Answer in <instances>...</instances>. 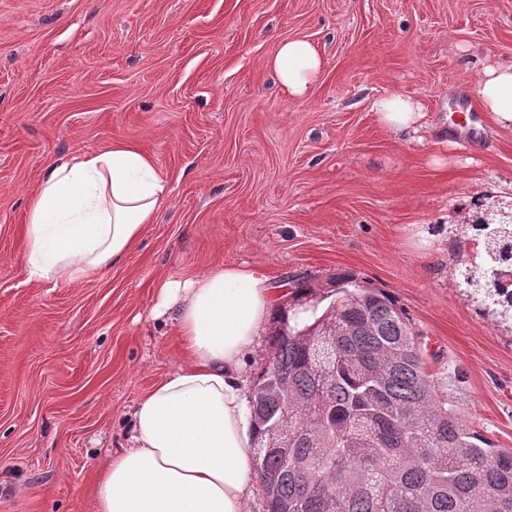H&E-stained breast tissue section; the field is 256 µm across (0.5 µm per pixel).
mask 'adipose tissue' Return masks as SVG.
<instances>
[{"label":"adipose tissue","mask_w":512,"mask_h":512,"mask_svg":"<svg viewBox=\"0 0 512 512\" xmlns=\"http://www.w3.org/2000/svg\"><path fill=\"white\" fill-rule=\"evenodd\" d=\"M265 67L302 99L323 60L310 41L289 38ZM476 91L495 122L512 129V65L486 66ZM371 110L394 133L418 131L425 118L417 101L400 94L374 100ZM169 198L153 157L132 143L49 167L26 205L29 279L75 282L121 264ZM275 302L258 266L217 265L161 285L156 313H173L189 360L138 402L131 445L100 469L92 512H250L255 473L245 373Z\"/></svg>","instance_id":"ef3b65f1"}]
</instances>
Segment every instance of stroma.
Segmentation results:
<instances>
[{"instance_id":"obj_1","label":"stroma","mask_w":512,"mask_h":512,"mask_svg":"<svg viewBox=\"0 0 512 512\" xmlns=\"http://www.w3.org/2000/svg\"><path fill=\"white\" fill-rule=\"evenodd\" d=\"M296 36L324 61L302 100L264 66ZM498 63L512 0H0V512H90L107 450L185 360L160 284L220 264L283 296L340 269L386 290L427 373L512 448V326L468 296L460 234L512 220V130L484 112L481 149L448 136L453 94ZM393 93L419 132L378 123ZM115 141L154 157L168 208L122 264L29 280L28 194ZM371 111L385 129L400 133L417 132L423 127L425 114L414 99L401 94H391L373 101Z\"/></svg>"}]
</instances>
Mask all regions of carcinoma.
Wrapping results in <instances>:
<instances>
[{
  "label": "carcinoma",
  "mask_w": 512,
  "mask_h": 512,
  "mask_svg": "<svg viewBox=\"0 0 512 512\" xmlns=\"http://www.w3.org/2000/svg\"><path fill=\"white\" fill-rule=\"evenodd\" d=\"M470 228L467 283L512 321V224ZM293 288L250 395L265 512H512V449L439 391L395 301L346 271Z\"/></svg>",
  "instance_id": "carcinoma-1"
}]
</instances>
